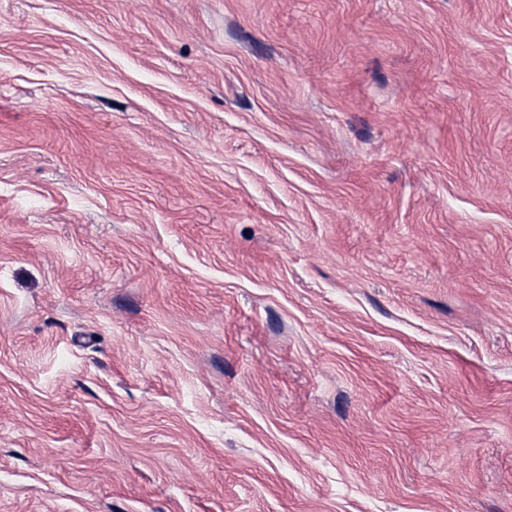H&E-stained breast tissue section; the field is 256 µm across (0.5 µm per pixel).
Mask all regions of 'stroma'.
<instances>
[{
    "mask_svg": "<svg viewBox=\"0 0 512 512\" xmlns=\"http://www.w3.org/2000/svg\"><path fill=\"white\" fill-rule=\"evenodd\" d=\"M0 512H512V0H0Z\"/></svg>",
    "mask_w": 512,
    "mask_h": 512,
    "instance_id": "stroma-1",
    "label": "stroma"
}]
</instances>
